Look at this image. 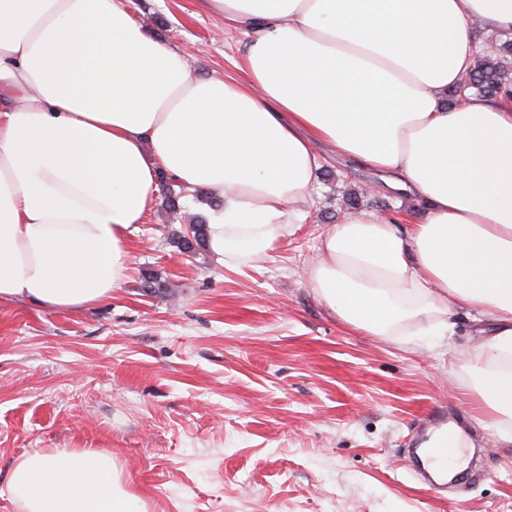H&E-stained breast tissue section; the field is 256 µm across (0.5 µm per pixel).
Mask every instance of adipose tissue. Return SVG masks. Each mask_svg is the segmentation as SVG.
Returning a JSON list of instances; mask_svg holds the SVG:
<instances>
[{
	"mask_svg": "<svg viewBox=\"0 0 512 512\" xmlns=\"http://www.w3.org/2000/svg\"><path fill=\"white\" fill-rule=\"evenodd\" d=\"M243 31L242 78L200 77L132 0H0V301L73 312L111 300L159 178L223 199L206 246L236 266L305 217L328 144L398 173L426 207L323 234L310 285L381 336L489 319L469 373L482 422L512 444V97L448 92L512 34V0H200ZM17 512H148L98 448L20 455Z\"/></svg>",
	"mask_w": 512,
	"mask_h": 512,
	"instance_id": "adipose-tissue-1",
	"label": "adipose tissue"
}]
</instances>
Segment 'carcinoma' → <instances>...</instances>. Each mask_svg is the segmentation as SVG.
Listing matches in <instances>:
<instances>
[{"mask_svg": "<svg viewBox=\"0 0 512 512\" xmlns=\"http://www.w3.org/2000/svg\"><path fill=\"white\" fill-rule=\"evenodd\" d=\"M470 92L474 95L496 100L512 94V40H495L489 46L479 49L473 67L463 82L450 91L451 99ZM196 227L192 239L181 237L179 245L185 250L194 249L206 237V220L198 215L191 220Z\"/></svg>", "mask_w": 512, "mask_h": 512, "instance_id": "cac0c4a2", "label": "carcinoma"}]
</instances>
